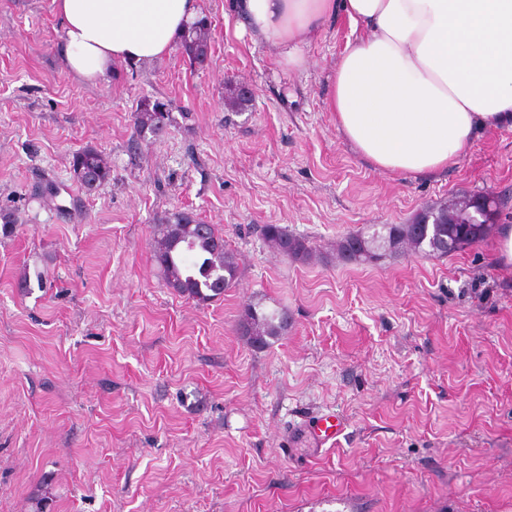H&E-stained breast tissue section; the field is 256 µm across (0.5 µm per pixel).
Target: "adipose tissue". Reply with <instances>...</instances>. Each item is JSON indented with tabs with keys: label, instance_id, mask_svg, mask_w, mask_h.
<instances>
[{
	"label": "adipose tissue",
	"instance_id": "ef3b65f1",
	"mask_svg": "<svg viewBox=\"0 0 512 512\" xmlns=\"http://www.w3.org/2000/svg\"><path fill=\"white\" fill-rule=\"evenodd\" d=\"M62 68L109 81L167 56L204 19V0H53ZM241 32L283 70L343 14L350 35L328 100L336 126L374 168L424 176L454 166L476 132L512 119V0H236Z\"/></svg>",
	"mask_w": 512,
	"mask_h": 512
}]
</instances>
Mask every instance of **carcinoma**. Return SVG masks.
Listing matches in <instances>:
<instances>
[{
	"instance_id": "obj_1",
	"label": "carcinoma",
	"mask_w": 512,
	"mask_h": 512,
	"mask_svg": "<svg viewBox=\"0 0 512 512\" xmlns=\"http://www.w3.org/2000/svg\"><path fill=\"white\" fill-rule=\"evenodd\" d=\"M183 53L192 61L202 63L209 52V29L200 22L188 29L181 40ZM166 113L155 104L140 99L134 113V131L140 138L154 134L159 121ZM73 178L83 188L91 191L107 181L111 167L106 158L94 148L76 154ZM473 196H460L439 206H427L410 224H384L381 230L369 237L362 234L347 235L338 243V251L350 261L368 262L376 258L372 246L376 245L392 254H428V241L419 232L427 217L435 223L428 225L429 234L452 236L453 251L457 252L482 242L492 231L493 219L500 215L505 200L499 196H483L481 223L469 224L470 200ZM266 239L278 250L299 258H308L312 246L304 238L288 234L276 224L263 229ZM153 252L163 270L168 287L199 302L210 301L224 293L238 277L236 254L224 244L223 235L214 226H208L206 235H195V219L185 211L172 212L159 220L153 239ZM249 317V336L255 345L264 346L267 340L282 335L285 327L278 313L257 312L255 307L246 309Z\"/></svg>"
}]
</instances>
